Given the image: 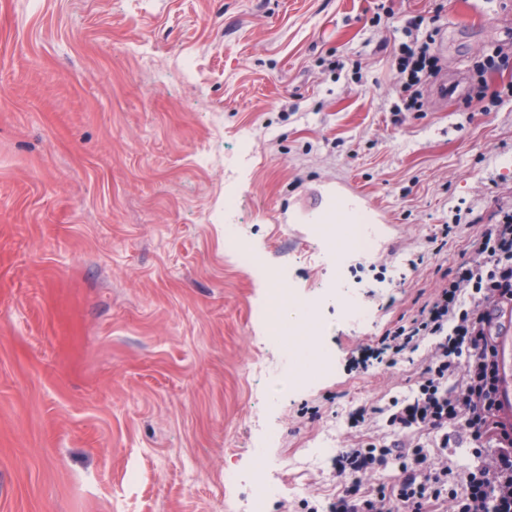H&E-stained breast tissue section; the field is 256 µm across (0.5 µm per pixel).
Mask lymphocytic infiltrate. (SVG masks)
I'll return each instance as SVG.
<instances>
[{
  "label": "lymphocytic infiltrate",
  "instance_id": "lymphocytic-infiltrate-1",
  "mask_svg": "<svg viewBox=\"0 0 512 512\" xmlns=\"http://www.w3.org/2000/svg\"><path fill=\"white\" fill-rule=\"evenodd\" d=\"M395 56L394 112H416L442 69L437 28L409 20ZM512 304V208L473 234L461 261L402 324L358 349L363 366L397 362L424 341L432 348L415 396L384 410L387 438L341 449L342 490L324 512H512V427L498 418L493 311ZM470 444L477 465L459 472L451 449ZM397 465L394 484L365 490L364 478Z\"/></svg>",
  "mask_w": 512,
  "mask_h": 512
}]
</instances>
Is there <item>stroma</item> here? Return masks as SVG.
<instances>
[{"instance_id": "35a3bbf8", "label": "stroma", "mask_w": 512, "mask_h": 512, "mask_svg": "<svg viewBox=\"0 0 512 512\" xmlns=\"http://www.w3.org/2000/svg\"><path fill=\"white\" fill-rule=\"evenodd\" d=\"M440 13L465 96L393 116V25ZM512 0H0V512L323 506L430 345L355 366L512 206ZM345 60L343 69L331 60ZM352 181L389 221L337 256L291 211ZM244 241L259 259L241 258ZM423 256L418 269L410 259ZM322 309L334 374L293 384L266 271ZM367 424L349 427L355 408Z\"/></svg>"}]
</instances>
